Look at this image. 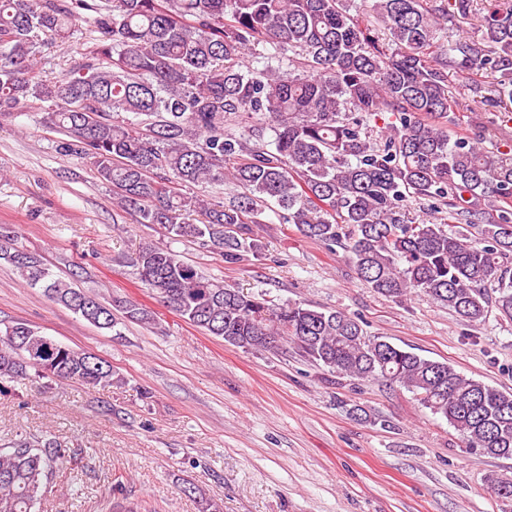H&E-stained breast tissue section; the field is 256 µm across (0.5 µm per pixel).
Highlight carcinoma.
<instances>
[{"instance_id":"1","label":"carcinoma","mask_w":512,"mask_h":512,"mask_svg":"<svg viewBox=\"0 0 512 512\" xmlns=\"http://www.w3.org/2000/svg\"><path fill=\"white\" fill-rule=\"evenodd\" d=\"M76 7L95 14L100 36L66 77L38 75L42 50L69 42ZM372 10L386 45L347 0H0V112L42 113L68 137L63 149L93 159L121 210L226 264L261 253L249 225L274 204L303 236L345 243L378 294L423 292L467 323L494 306L512 321V154L448 132L450 71L500 73L489 100L512 103V6L490 11L480 38L451 41L424 0H373ZM259 45L270 51L261 68L246 63ZM382 112L390 122L376 135ZM130 113L138 126L121 118ZM226 180L237 193L225 203L183 191ZM409 197L440 205L418 221L403 210ZM448 224L477 228L480 241ZM1 259L101 330L114 329L117 311L158 324L144 304L107 303L54 277L5 228ZM131 264L168 311L205 334L247 350L289 345L339 375L398 383L468 448L512 459L511 392L370 339L345 312L276 304L207 277L167 247L144 243ZM36 379L121 382L106 360L26 323L0 329V381ZM63 458L62 444L45 435L0 443V512H34ZM494 490L512 512V480ZM102 512L155 510L118 498Z\"/></svg>"}]
</instances>
